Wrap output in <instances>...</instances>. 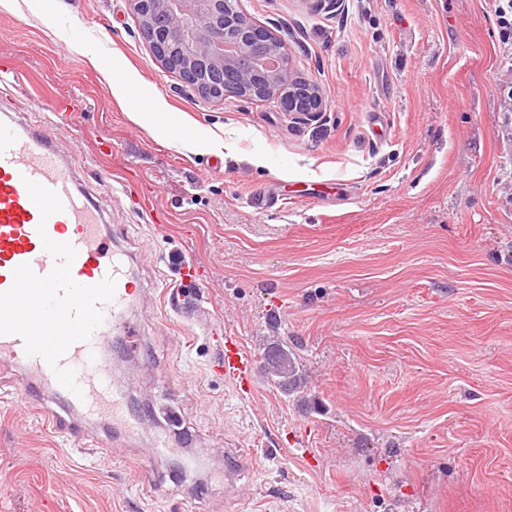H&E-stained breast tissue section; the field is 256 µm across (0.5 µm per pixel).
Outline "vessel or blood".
Returning a JSON list of instances; mask_svg holds the SVG:
<instances>
[{"mask_svg":"<svg viewBox=\"0 0 512 512\" xmlns=\"http://www.w3.org/2000/svg\"><path fill=\"white\" fill-rule=\"evenodd\" d=\"M57 138L55 127L0 118V356L35 374L24 404L40 406L48 388L131 436L137 420L102 359L109 336L128 329L129 255L107 242ZM216 370L239 398L253 395L254 358L239 337H225Z\"/></svg>","mask_w":512,"mask_h":512,"instance_id":"vessel-or-blood-1","label":"vessel or blood"}]
</instances>
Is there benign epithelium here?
<instances>
[{"mask_svg": "<svg viewBox=\"0 0 512 512\" xmlns=\"http://www.w3.org/2000/svg\"><path fill=\"white\" fill-rule=\"evenodd\" d=\"M157 65L205 98L268 102L290 119L319 116L318 87L294 77L276 31L239 0H128Z\"/></svg>", "mask_w": 512, "mask_h": 512, "instance_id": "obj_1", "label": "benign epithelium"}]
</instances>
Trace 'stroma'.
Returning a JSON list of instances; mask_svg holds the SVG:
<instances>
[{
	"mask_svg": "<svg viewBox=\"0 0 512 512\" xmlns=\"http://www.w3.org/2000/svg\"><path fill=\"white\" fill-rule=\"evenodd\" d=\"M16 2L0 70L23 81L0 113L43 123L19 108L38 97L66 118L58 146L133 257L135 329L111 370L141 422L127 441L45 392L80 428L49 433L15 395L27 370L0 361V512H512V46L487 0H240L318 86L308 123L182 87L127 0H55L51 17ZM130 73L223 153L134 122L112 94ZM260 187L275 205L248 206ZM178 256L203 284L174 311L159 293ZM228 334L258 359L289 345L304 387L261 375L240 399L211 369ZM160 433L177 452L142 480ZM228 453L247 460L231 488Z\"/></svg>",
	"mask_w": 512,
	"mask_h": 512,
	"instance_id": "stroma-1",
	"label": "stroma"
}]
</instances>
